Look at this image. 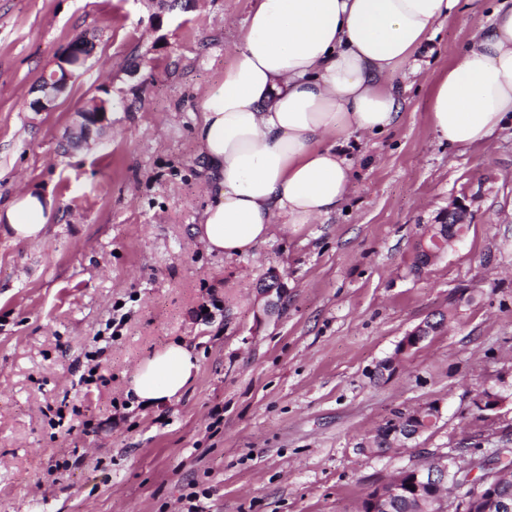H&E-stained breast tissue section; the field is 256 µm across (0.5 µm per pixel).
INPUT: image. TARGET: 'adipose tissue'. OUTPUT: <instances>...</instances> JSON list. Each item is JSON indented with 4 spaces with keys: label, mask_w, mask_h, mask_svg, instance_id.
Segmentation results:
<instances>
[{
    "label": "adipose tissue",
    "mask_w": 512,
    "mask_h": 512,
    "mask_svg": "<svg viewBox=\"0 0 512 512\" xmlns=\"http://www.w3.org/2000/svg\"><path fill=\"white\" fill-rule=\"evenodd\" d=\"M460 0H250L239 46L221 81L202 95L195 140L214 200L192 227L212 253L247 255L274 228L339 211L353 191V135L382 133L400 118L394 75L418 71V49ZM429 122L438 140L485 143L512 114V0L433 85ZM50 197L20 191L0 223L15 240H40ZM198 369L172 342L137 366L127 395L157 406Z\"/></svg>",
    "instance_id": "ef3b65f1"
}]
</instances>
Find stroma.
<instances>
[{
    "mask_svg": "<svg viewBox=\"0 0 512 512\" xmlns=\"http://www.w3.org/2000/svg\"><path fill=\"white\" fill-rule=\"evenodd\" d=\"M497 4L449 17L399 122L346 141L344 210L224 257L191 236L211 201L194 128L250 0H0V205L27 189L54 201L41 240L0 231V512H187L194 491L203 512H361L397 471L512 439V129L451 147L428 112ZM81 32L94 47L69 94L32 111ZM94 97L115 107L84 134L74 113ZM457 200L465 236L414 269L417 236ZM273 275L275 301L260 290ZM179 340L199 356L192 381L165 405L131 403L137 365ZM482 389L506 399L491 427ZM430 403L432 430L361 450L395 411Z\"/></svg>",
    "mask_w": 512,
    "mask_h": 512,
    "instance_id": "35a3bbf8",
    "label": "stroma"
}]
</instances>
